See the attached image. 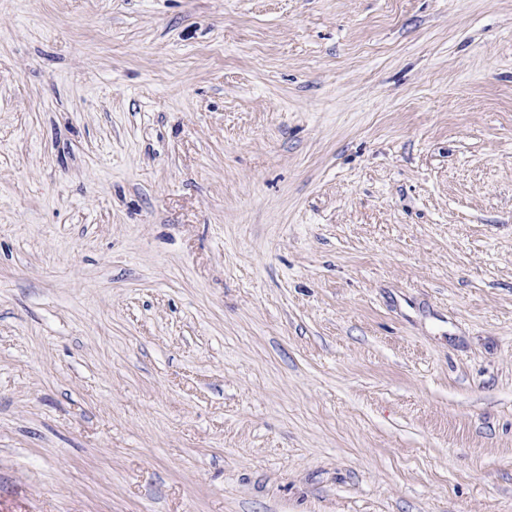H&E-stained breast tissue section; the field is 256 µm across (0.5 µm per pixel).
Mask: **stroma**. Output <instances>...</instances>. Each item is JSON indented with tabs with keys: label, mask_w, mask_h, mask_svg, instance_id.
<instances>
[{
	"label": "stroma",
	"mask_w": 512,
	"mask_h": 512,
	"mask_svg": "<svg viewBox=\"0 0 512 512\" xmlns=\"http://www.w3.org/2000/svg\"><path fill=\"white\" fill-rule=\"evenodd\" d=\"M0 512H512V0H0Z\"/></svg>",
	"instance_id": "obj_1"
}]
</instances>
